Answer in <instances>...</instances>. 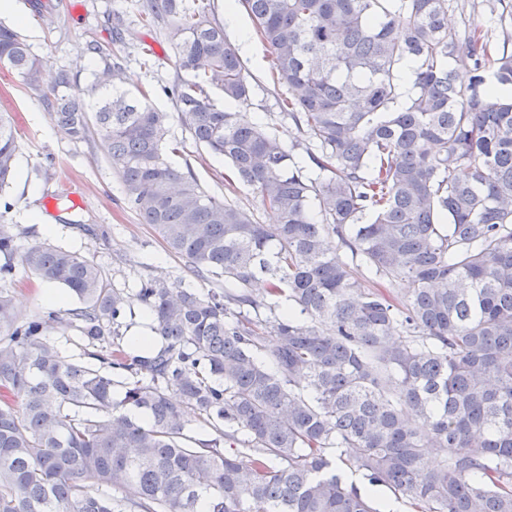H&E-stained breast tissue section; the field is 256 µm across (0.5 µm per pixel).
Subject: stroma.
<instances>
[{
    "mask_svg": "<svg viewBox=\"0 0 512 512\" xmlns=\"http://www.w3.org/2000/svg\"><path fill=\"white\" fill-rule=\"evenodd\" d=\"M17 5L18 17H26V24H18V17L10 16L5 17V24L19 26L32 52L47 58L53 69L69 72L84 89L88 107H96L100 99V91L92 84L95 72L103 70L105 63L95 56L86 65L81 56L96 43L109 56L121 59L128 92L151 89L152 104L173 111L172 101L162 92L175 75L173 44L167 31L134 26L123 42L112 38V14L129 10L130 0H17ZM238 18V27L228 30L232 40L240 41L245 34L252 37L250 50L242 54L252 93L247 105L239 109L240 118L294 141L299 134L283 119L278 91L269 79L272 57L266 46L253 38L250 17L242 12ZM145 49L152 55L148 67L141 63ZM0 112L13 117L19 145L14 177L0 189V212L13 224L21 247L45 242L79 252L98 264L118 288L133 287L141 275L149 273L182 280L203 293L210 290V283L188 278L184 259L169 252L149 225L140 223L96 131H89L80 141L66 138L43 95L25 86L16 74L1 69ZM170 136L183 144L182 151L170 158L173 166L191 168L209 194L231 197L261 223H272L270 212L251 188L227 191V166L222 157L197 147L180 124L172 125ZM31 187L39 189L37 198H29ZM47 224L54 225V233L44 232ZM6 288L18 319L48 312L42 299L43 285L31 273L18 271Z\"/></svg>",
    "mask_w": 512,
    "mask_h": 512,
    "instance_id": "1",
    "label": "stroma"
}]
</instances>
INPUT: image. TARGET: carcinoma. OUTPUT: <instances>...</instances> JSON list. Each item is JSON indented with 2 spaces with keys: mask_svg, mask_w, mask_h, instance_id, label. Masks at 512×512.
<instances>
[{
  "mask_svg": "<svg viewBox=\"0 0 512 512\" xmlns=\"http://www.w3.org/2000/svg\"><path fill=\"white\" fill-rule=\"evenodd\" d=\"M235 3L288 93L291 143L239 122L251 85L211 0L137 12L170 29L173 112L114 90L89 116L85 91L0 23V67L51 87L64 136L94 121L141 223L189 276L232 284L148 276L130 294L75 251L18 252L0 214V281L19 263L63 286L79 306L48 318L112 345L69 359L0 289V512H382L344 466L415 512H512V27L493 53L480 25L448 24V0ZM175 121L276 223L168 164ZM17 150L1 112L0 189ZM342 250L406 283L404 302ZM135 304L153 348L121 332ZM188 408L213 434H187Z\"/></svg>",
  "mask_w": 512,
  "mask_h": 512,
  "instance_id": "cac0c4a2",
  "label": "carcinoma"
}]
</instances>
